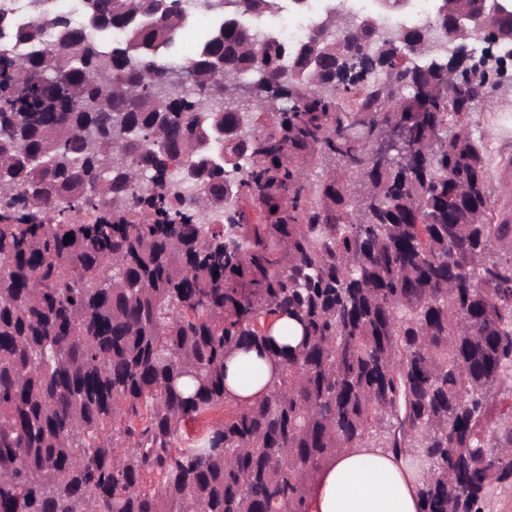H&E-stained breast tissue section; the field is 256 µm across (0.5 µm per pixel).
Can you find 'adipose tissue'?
I'll use <instances>...</instances> for the list:
<instances>
[{
  "mask_svg": "<svg viewBox=\"0 0 512 512\" xmlns=\"http://www.w3.org/2000/svg\"><path fill=\"white\" fill-rule=\"evenodd\" d=\"M257 376H248V368ZM279 371L256 350L225 363L224 394L247 407L278 380ZM420 478L388 448H349L326 464L307 492L308 512H422Z\"/></svg>",
  "mask_w": 512,
  "mask_h": 512,
  "instance_id": "adipose-tissue-1",
  "label": "adipose tissue"
}]
</instances>
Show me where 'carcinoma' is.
<instances>
[{"label":"carcinoma","instance_id":"cac0c4a2","mask_svg":"<svg viewBox=\"0 0 512 512\" xmlns=\"http://www.w3.org/2000/svg\"><path fill=\"white\" fill-rule=\"evenodd\" d=\"M182 2L82 0L75 23L30 0L28 52L0 45V512H306L360 447L425 463L423 512H494L512 214L466 123L490 47L469 79L419 44L439 6L393 35L332 18L258 58L243 18L278 0H203L220 22L182 85L162 61ZM247 74L248 97L217 88ZM391 125L408 138L380 158ZM318 156L336 167L311 182ZM228 187L264 222L224 210ZM282 316L295 347L265 331ZM251 347L278 383L179 446Z\"/></svg>","mask_w":512,"mask_h":512}]
</instances>
